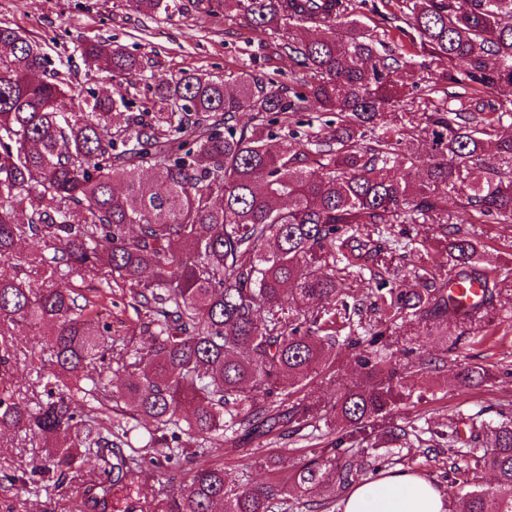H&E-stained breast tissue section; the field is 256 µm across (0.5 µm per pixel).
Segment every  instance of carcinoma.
Listing matches in <instances>:
<instances>
[{
  "label": "carcinoma",
  "instance_id": "obj_1",
  "mask_svg": "<svg viewBox=\"0 0 512 512\" xmlns=\"http://www.w3.org/2000/svg\"><path fill=\"white\" fill-rule=\"evenodd\" d=\"M142 14L169 13L170 0H126ZM255 33H278V48L301 68L283 96L247 71L222 78L185 73L161 78L151 108L133 127L112 124L128 108L104 87L88 99L51 67L41 45L0 25V433L20 429L47 448L32 473L56 481L112 449V481L102 505L144 512L142 478L162 460L114 443L129 420L146 448L227 446L295 437L332 416L345 425L330 443L361 445L414 386L406 364L391 360L397 322L443 326L456 345L463 324L482 332L484 313L512 288V269L480 267L484 244L458 224H512V102L486 95L512 90V0H403L401 21L424 57L446 69L425 87L408 82L414 63L379 51L376 30L352 0H208ZM84 65L127 83L142 72L137 56L105 42L79 46ZM49 78L37 79L38 71ZM328 112L326 128L305 132L299 115ZM248 112L251 122L239 124ZM288 128L276 148L275 126ZM459 197L465 219L448 211ZM411 224H436L444 260L420 267L421 287L383 290L385 251L415 241ZM375 268L369 293L383 319L345 346L362 380L334 401L303 389L336 356L337 312L350 306L345 281ZM482 281L473 312L448 291L458 279ZM125 291L152 343L132 349L116 391L106 381L120 339L102 320L82 281ZM48 327L42 352L53 367L46 400L30 406L7 386L21 325ZM488 370L462 374L479 386ZM123 408L112 417L110 402ZM418 436L393 425L377 472L395 463L400 443ZM465 463L452 491L466 512H512V409L470 417L468 435L452 429ZM188 479L153 512H320L324 504L288 503V493L336 490L369 480L343 453L331 467L293 464L289 478L261 486L230 483L224 465L187 458ZM490 471L495 483L480 484Z\"/></svg>",
  "mask_w": 512,
  "mask_h": 512
}]
</instances>
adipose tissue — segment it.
<instances>
[{
  "instance_id": "adipose-tissue-1",
  "label": "adipose tissue",
  "mask_w": 512,
  "mask_h": 512,
  "mask_svg": "<svg viewBox=\"0 0 512 512\" xmlns=\"http://www.w3.org/2000/svg\"><path fill=\"white\" fill-rule=\"evenodd\" d=\"M343 512H446V507L431 481L396 470L354 487L343 501Z\"/></svg>"
}]
</instances>
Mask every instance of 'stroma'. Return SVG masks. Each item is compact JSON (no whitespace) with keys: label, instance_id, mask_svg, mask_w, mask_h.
Segmentation results:
<instances>
[{"label":"stroma","instance_id":"1","mask_svg":"<svg viewBox=\"0 0 512 512\" xmlns=\"http://www.w3.org/2000/svg\"><path fill=\"white\" fill-rule=\"evenodd\" d=\"M0 23L17 28L43 44L51 60L70 62L68 79L82 91H96L104 86L106 76L87 70L77 49L78 37L120 46L138 55L143 69L133 84L121 91L131 100L130 109L114 113L117 123L133 124L144 105L150 104L155 81L159 77L194 72L202 76H223L241 69L251 72L259 81L287 84L294 63L270 48L275 34H255L241 27L238 20L214 17L206 10L204 0H173L169 14L146 16L128 8L125 0H0ZM107 317L116 336L132 338L138 348L151 343L149 331L136 323L130 299L121 289H114L107 302ZM492 335L483 341L463 334L456 346H447L443 337L431 336L425 324H401L390 338V350L400 353L413 343L421 344L422 358L447 355L448 366L428 373L420 385L425 395L395 405L390 413L397 424L414 423L423 439L447 431L457 416H469L487 407L512 405V304L504 302L490 311ZM44 326H20L12 342L18 358L11 371L20 398L42 400L45 382L37 375L41 366V342ZM468 366L488 368L491 379L480 386L468 387L460 382V372ZM359 372L348 349L336 352L333 373L320 376L305 391L311 400L334 398L342 383L355 381ZM271 451L254 449L240 455L223 448L209 449L210 459L223 462L230 480L262 484L269 479L266 464ZM43 455L42 447L12 431L0 438V474L6 473L32 485L29 493L0 498V512H103L90 500L92 488L106 477L103 461H91L74 470L60 484L34 474L32 465ZM455 456L447 446H440L431 456L421 447H413L400 467L417 472L431 481L447 496V512H463L460 499L448 496V483L453 477Z\"/></svg>","mask_w":512,"mask_h":512}]
</instances>
